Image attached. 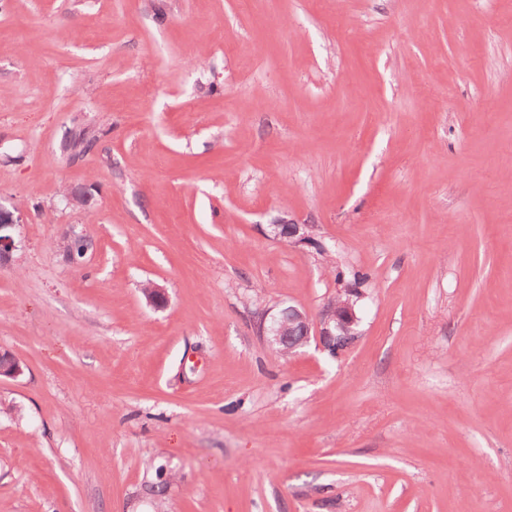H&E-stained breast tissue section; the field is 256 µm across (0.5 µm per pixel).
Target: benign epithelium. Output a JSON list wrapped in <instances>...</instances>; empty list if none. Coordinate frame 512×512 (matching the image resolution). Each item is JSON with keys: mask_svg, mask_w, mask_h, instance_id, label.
Listing matches in <instances>:
<instances>
[{"mask_svg": "<svg viewBox=\"0 0 512 512\" xmlns=\"http://www.w3.org/2000/svg\"><path fill=\"white\" fill-rule=\"evenodd\" d=\"M21 223V213L18 208L8 209L0 204V265L11 258L15 249L13 236L9 229ZM276 237L290 243H302L309 240L307 224H296L289 220H282L272 225ZM146 301L155 308L167 303L165 291L157 285L150 283L143 289ZM353 291L329 300L321 311L318 323H313L308 314L301 309L289 305L280 309L275 315L268 318L261 316L257 324L260 335L266 338L269 347L276 349L283 344L285 335H294L299 332L304 336L303 342L310 337L318 338L320 345L331 351L336 340L342 338L356 339L358 336L359 317L356 313V301L353 300ZM23 373L21 362L10 352L0 351V377L17 378Z\"/></svg>", "mask_w": 512, "mask_h": 512, "instance_id": "7a95c632", "label": "benign epithelium"}]
</instances>
